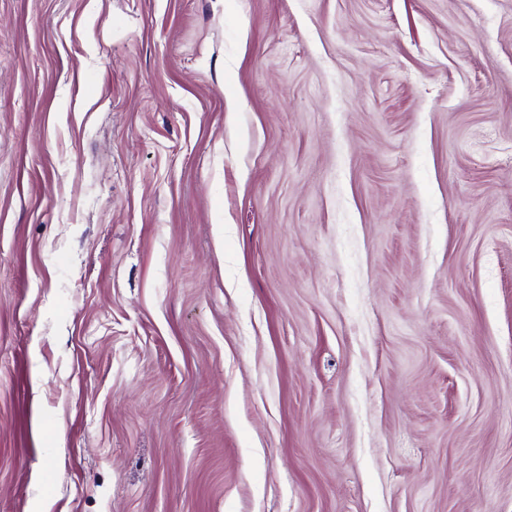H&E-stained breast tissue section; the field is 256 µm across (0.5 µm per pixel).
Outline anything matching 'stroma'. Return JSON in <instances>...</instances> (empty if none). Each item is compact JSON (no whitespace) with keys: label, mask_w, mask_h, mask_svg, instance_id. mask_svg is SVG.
<instances>
[{"label":"stroma","mask_w":512,"mask_h":512,"mask_svg":"<svg viewBox=\"0 0 512 512\" xmlns=\"http://www.w3.org/2000/svg\"><path fill=\"white\" fill-rule=\"evenodd\" d=\"M0 512H512V0H0Z\"/></svg>","instance_id":"obj_1"}]
</instances>
